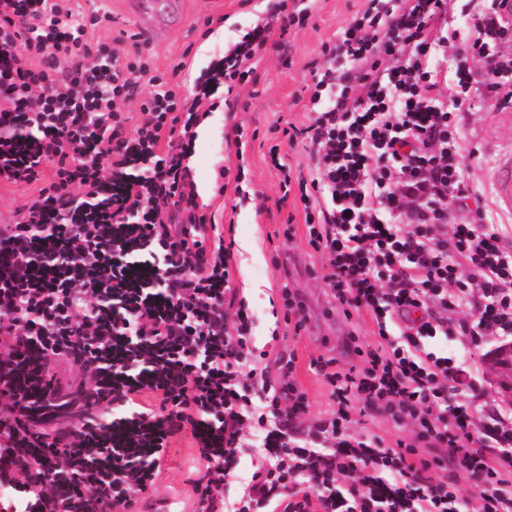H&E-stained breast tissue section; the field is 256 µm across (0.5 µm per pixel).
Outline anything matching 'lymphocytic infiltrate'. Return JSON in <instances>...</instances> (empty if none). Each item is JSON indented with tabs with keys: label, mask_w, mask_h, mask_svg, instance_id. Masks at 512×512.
Returning a JSON list of instances; mask_svg holds the SVG:
<instances>
[{
	"label": "lymphocytic infiltrate",
	"mask_w": 512,
	"mask_h": 512,
	"mask_svg": "<svg viewBox=\"0 0 512 512\" xmlns=\"http://www.w3.org/2000/svg\"><path fill=\"white\" fill-rule=\"evenodd\" d=\"M315 2L295 0L225 49L197 96L257 81L273 26L301 23ZM99 21L56 0H0V182L41 187L0 225V476L12 488L0 512L57 499L65 512H131L186 433L205 464L203 512H459L463 476L479 512H512V413L476 402L468 358L425 347L512 337V244L454 217L470 196L457 112L472 70L454 68L449 100L432 63L457 42L487 87L502 85L512 60L493 51L499 16L462 32L447 0H366L313 73L306 173L269 149L282 191L300 192L337 306L379 337L362 370L319 363L335 408L311 422L295 355L277 359L274 383L254 367L233 252L205 239L183 164L196 103L147 61L88 41ZM62 362L80 382L57 377ZM358 404L412 426L411 440L356 437ZM249 444L263 462L231 485ZM35 448L49 466L29 467ZM307 484L330 493L312 501Z\"/></svg>",
	"instance_id": "lymphocytic-infiltrate-1"
}]
</instances>
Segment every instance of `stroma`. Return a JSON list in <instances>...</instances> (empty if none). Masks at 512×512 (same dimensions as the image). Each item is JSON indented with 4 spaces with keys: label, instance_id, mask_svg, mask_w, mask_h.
Listing matches in <instances>:
<instances>
[{
    "label": "stroma",
    "instance_id": "35a3bbf8",
    "mask_svg": "<svg viewBox=\"0 0 512 512\" xmlns=\"http://www.w3.org/2000/svg\"><path fill=\"white\" fill-rule=\"evenodd\" d=\"M124 0H59L63 9L99 12L102 20L88 32L93 42H107L121 52L132 50L136 35L152 28L153 18L132 19L123 12ZM185 22L167 28L157 40L146 44L150 67L178 84L189 95L193 81L235 42L267 16L275 0H183ZM364 0H319L309 17L288 31H274L268 41L257 83L238 86L203 100L199 119L208 133L196 138L185 163L209 221L225 240L234 244L233 282L237 296L252 321V344L256 351L275 359L283 350L298 357L295 382L307 393L309 416H326L333 408L329 388L313 366L331 360L335 368H363V358L349 352L346 340L356 333L361 349L376 348L372 320L345 316L338 309L323 280L324 258L307 245L304 211L298 192L282 195L281 175L267 163L273 144L286 146L292 167L306 169L310 148L305 140L288 143L276 128L309 123V85L317 67L326 59L323 47L339 38L345 26L362 9ZM473 101L460 117L464 140L467 180L471 189L469 207L483 223L497 225L512 238V209L501 206L495 173L502 161L512 159V81L490 89L482 76H475ZM245 141L244 156H237V141ZM294 224L295 235L285 240L283 231ZM288 285L306 306L308 320L301 330L283 321L281 285ZM497 341L471 347L469 357L478 372V387L484 400L512 411V401L489 369L487 359ZM204 465L190 436L172 440L161 463L156 483L141 494L134 512H145L152 499L168 496L196 504L194 483Z\"/></svg>",
    "mask_w": 512,
    "mask_h": 512
}]
</instances>
